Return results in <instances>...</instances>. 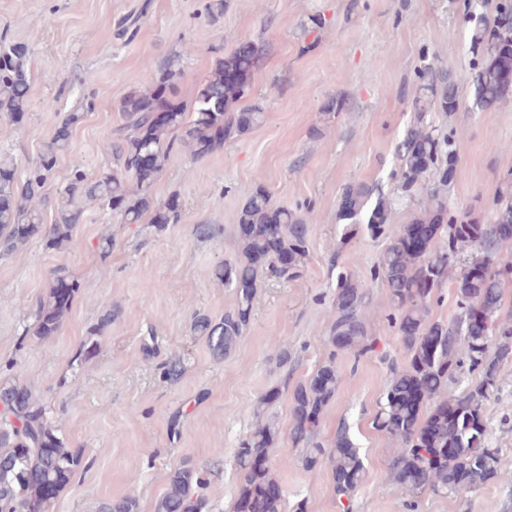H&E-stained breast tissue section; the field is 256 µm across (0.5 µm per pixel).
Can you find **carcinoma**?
<instances>
[{
  "instance_id": "carcinoma-1",
  "label": "carcinoma",
  "mask_w": 512,
  "mask_h": 512,
  "mask_svg": "<svg viewBox=\"0 0 512 512\" xmlns=\"http://www.w3.org/2000/svg\"><path fill=\"white\" fill-rule=\"evenodd\" d=\"M465 21L475 23L471 40L483 47L485 60L473 83L472 108L485 111L512 95V0H495L494 17L476 12L474 0H463ZM24 46L0 42V112L9 119L24 117L30 80ZM262 46L236 41L197 87L192 112L175 100L181 78L180 60L167 59L157 81L124 97L118 106L123 124L118 141L107 143L115 152L119 170L88 182L75 165L67 188L57 201L58 217L47 240L58 248L81 222L83 210L75 196L97 201L136 224L154 210L152 223L162 229L180 216L178 205L153 206L152 188L165 163L181 146L195 160L224 149V143L260 124L257 108L231 111L250 89V77L259 65ZM423 95L414 101L416 121L404 131L398 146L397 174L405 188L430 179L431 189L418 213L399 225L378 264V275L389 288L391 312L387 320L397 330L408 362L392 368L393 376L372 425L393 445L390 476L410 497L430 491L457 493L481 487L495 477L498 449L490 447L484 405L499 390L503 366L512 364V320L501 318L502 283L512 277V193L494 203L489 223L448 205L444 188L448 169L457 161L453 142L425 120L432 111L452 112L457 106L454 84L430 62L421 66ZM81 118L74 111L62 122L43 149L39 161L25 174L15 164L0 160V247L8 252L38 231L39 204L58 155L69 149L70 127ZM340 217L344 237L360 225L378 237L391 224V204L375 185L355 183L343 191ZM313 212L297 213L271 204L262 188L252 192L239 214V258L224 264V282L236 292L234 310L214 321L199 317L195 328L208 339L213 354L223 358L235 348L248 325L264 275L297 276L308 253V224ZM426 234L418 244L412 229ZM454 283L458 312L447 322L430 320L435 291ZM77 290L66 269L54 273L47 299L36 308V334L51 336L59 329ZM365 293L350 275L336 278V315L329 341L355 357L376 352L377 337L363 319ZM467 376L464 389L447 393L448 382ZM340 382L336 364L329 361L299 384L291 395L289 435L306 447L304 464L313 469L329 456L336 495L350 497L363 482L365 467L359 449L346 429L336 434L335 450L326 453L316 442L328 405ZM0 512H49L48 492L61 489L80 464L63 447L48 422L46 409L32 393L17 385L0 386ZM274 424L259 423L237 449L242 471L234 512H283L282 492L268 465L277 439ZM204 482L202 473L183 466L173 470L157 512H204L205 499L193 497Z\"/></svg>"
}]
</instances>
